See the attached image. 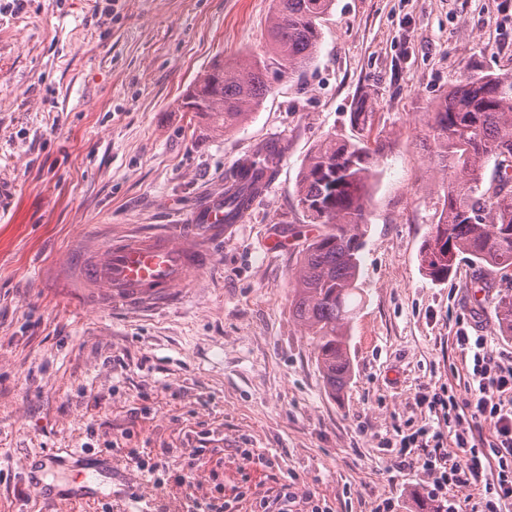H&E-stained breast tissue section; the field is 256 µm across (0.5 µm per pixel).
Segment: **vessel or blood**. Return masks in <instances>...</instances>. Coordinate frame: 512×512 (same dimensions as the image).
<instances>
[{
	"label": "vessel or blood",
	"mask_w": 512,
	"mask_h": 512,
	"mask_svg": "<svg viewBox=\"0 0 512 512\" xmlns=\"http://www.w3.org/2000/svg\"><path fill=\"white\" fill-rule=\"evenodd\" d=\"M224 239V203L215 201L199 218L160 231H138L90 242L65 273L92 290L102 306L144 309L174 303L176 291L193 287Z\"/></svg>",
	"instance_id": "1"
}]
</instances>
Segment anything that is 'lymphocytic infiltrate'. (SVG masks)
<instances>
[{
    "label": "lymphocytic infiltrate",
    "instance_id": "obj_1",
    "mask_svg": "<svg viewBox=\"0 0 512 512\" xmlns=\"http://www.w3.org/2000/svg\"><path fill=\"white\" fill-rule=\"evenodd\" d=\"M455 339L470 357V399L462 405L452 394L420 393L416 401L426 406L431 422L402 438L400 445L423 449L421 466L432 477V500L447 502L449 487L481 482L485 490L474 512H502L503 504L512 500V362L490 348L486 337L469 335L465 328L457 329ZM482 425L494 437L490 463L476 444L474 429ZM452 444L466 449L464 460L449 461ZM491 465L496 476L487 483L483 476Z\"/></svg>",
    "mask_w": 512,
    "mask_h": 512
}]
</instances>
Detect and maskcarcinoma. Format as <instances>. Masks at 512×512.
<instances>
[{
	"instance_id": "cac0c4a2",
	"label": "carcinoma",
	"mask_w": 512,
	"mask_h": 512,
	"mask_svg": "<svg viewBox=\"0 0 512 512\" xmlns=\"http://www.w3.org/2000/svg\"><path fill=\"white\" fill-rule=\"evenodd\" d=\"M272 54L254 62L216 63L185 96L192 112L230 131L247 120L271 92L270 73L306 68L321 42L319 21L332 0H272ZM437 165L448 172L436 224L420 251L433 280H445L457 259L479 270L512 266V71L469 75L453 84L428 113ZM283 151H256L227 177L224 208L249 207L277 173ZM376 176L373 153L362 141L327 136L306 158L297 205L319 233L302 245L293 313L316 338L317 363L336 396L351 374L347 326L355 312L366 204ZM494 317L512 335V295L499 297Z\"/></svg>"
}]
</instances>
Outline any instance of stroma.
I'll list each match as a JSON object with an SVG mask.
<instances>
[{
    "instance_id": "35a3bbf8",
    "label": "stroma",
    "mask_w": 512,
    "mask_h": 512,
    "mask_svg": "<svg viewBox=\"0 0 512 512\" xmlns=\"http://www.w3.org/2000/svg\"><path fill=\"white\" fill-rule=\"evenodd\" d=\"M270 7L0 0V179L14 187L0 200V452L13 466L0 473V512L121 510L133 488L148 512H196L203 497L253 512L288 480L293 512H376L386 499L420 512L431 480L420 449L396 464L400 439L429 415L416 395L467 399L457 328L512 352L494 319L512 266L482 288L468 259L441 283L419 261L444 179L428 114L462 76L512 70V0H333L312 64L283 73L244 124L226 132L184 111L213 62L268 54ZM328 135L377 151L353 372L337 397L292 311L298 252L319 232L296 184ZM271 141L288 146L275 178L180 304L103 308L64 275L86 242L196 216ZM81 447L112 455L111 491L81 497L74 472L58 469L51 501L17 474ZM146 448L169 451L152 479L125 461ZM244 448L271 467L243 466Z\"/></svg>"
}]
</instances>
